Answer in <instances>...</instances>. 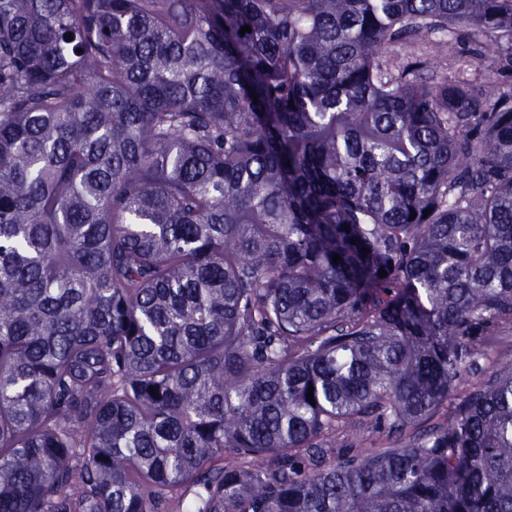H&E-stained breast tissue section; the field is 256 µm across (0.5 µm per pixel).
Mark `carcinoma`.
Instances as JSON below:
<instances>
[{"label":"carcinoma","instance_id":"obj_1","mask_svg":"<svg viewBox=\"0 0 512 512\" xmlns=\"http://www.w3.org/2000/svg\"><path fill=\"white\" fill-rule=\"evenodd\" d=\"M508 77L512 0H0V512H512L511 359L324 441L512 319ZM472 37L466 34L458 36V53L453 59L435 61L434 70L442 76L453 78L463 68V62L471 47ZM476 349L479 361L485 370L484 373L480 377L468 374L463 376L457 388V399L448 400V402L439 406L430 417L420 420L407 429L402 441H408L409 436L418 431L448 425V422L456 416L457 404L460 400L473 391L481 382L487 380L497 363L512 359V324L502 325L495 336H489L484 342L478 344ZM327 444L333 446L336 457L351 454L355 447L363 442L366 448H391L398 444L395 437H388L385 433H378L371 426H361L356 434L352 435L343 429L336 428V432L326 437Z\"/></svg>","mask_w":512,"mask_h":512}]
</instances>
